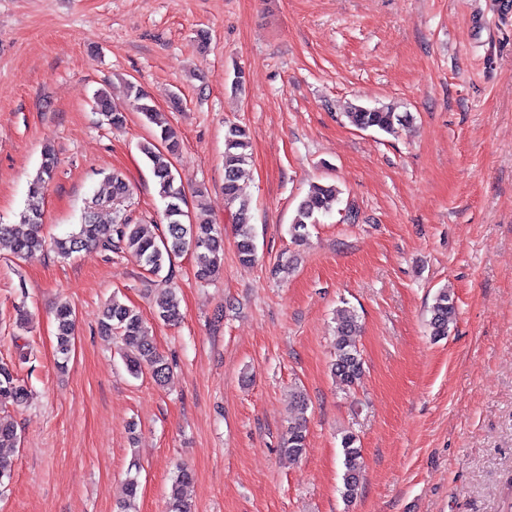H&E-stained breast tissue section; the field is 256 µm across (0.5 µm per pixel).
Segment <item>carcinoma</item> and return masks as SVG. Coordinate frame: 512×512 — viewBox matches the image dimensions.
I'll use <instances>...</instances> for the list:
<instances>
[{"label":"carcinoma","mask_w":512,"mask_h":512,"mask_svg":"<svg viewBox=\"0 0 512 512\" xmlns=\"http://www.w3.org/2000/svg\"><path fill=\"white\" fill-rule=\"evenodd\" d=\"M129 96L137 103L148 123L157 127L155 138L141 145V151L149 161L156 180L158 193L165 203L162 213L165 230L155 237L148 234L143 225L135 224L128 216L114 208L115 202L130 196L127 182L118 174L110 177L112 192L107 198L94 197L84 208L78 231L66 237H46L43 235V206L46 183L52 178L58 164L52 148L42 153L36 176L30 182L27 204L20 214L18 224H0V244H10L13 253L21 259H31L46 252H53L58 258L67 260L87 248H97L103 252L129 254L149 274L159 275L167 271L164 282L173 278V259L191 253L195 260V277L201 282L216 278L223 266L224 241L221 228L203 219L191 220L185 210L187 200L183 187L177 182L173 172L172 157L179 150V142L172 129L161 121L160 113L151 104L147 94L137 85L128 86ZM95 106L99 115L110 126H120L124 115L112 105V97L106 91L97 93ZM346 118L355 127L374 129L393 135L398 128L413 119L409 112H398L393 105L366 107L352 105ZM249 135L245 126L230 122L224 130V197L229 207L235 209L234 222L237 234V251L241 263L251 264L256 260L254 225L251 223V201L238 183L241 167L249 159ZM339 189L332 183H316L309 187L299 202L290 225L295 243L304 242L309 235L308 225L318 221V215L325 210L327 201L337 198ZM109 211L112 221L102 222L101 213ZM429 334L435 339L448 335L450 325L455 321L454 299L448 289L442 288L434 298L429 310ZM156 317L166 323H176L181 319L179 301L173 291L168 290L156 302ZM57 350L62 358L71 352L75 331V313L66 302L57 305L55 314ZM102 334L116 336L123 344L125 364L134 376L143 369H149L154 381L162 385L168 381L172 368L167 359L154 346L147 323L133 306L112 296L103 309L99 322ZM360 332L359 316L351 307L336 310L335 318V360L332 373L338 382L347 388L357 384L364 372L356 338ZM27 388L21 384L13 367L0 363V406L19 407L26 403ZM298 417L288 424V437L284 451L296 458L302 455L306 445L308 402L304 394L295 396ZM17 441L14 421L0 415V448H9ZM356 438L346 434L343 448V499L350 503L355 500L363 485L360 464L361 449L355 446ZM193 480L190 469L182 466L171 485L168 495L167 512H192L191 505L184 496V487Z\"/></svg>","instance_id":"1"}]
</instances>
